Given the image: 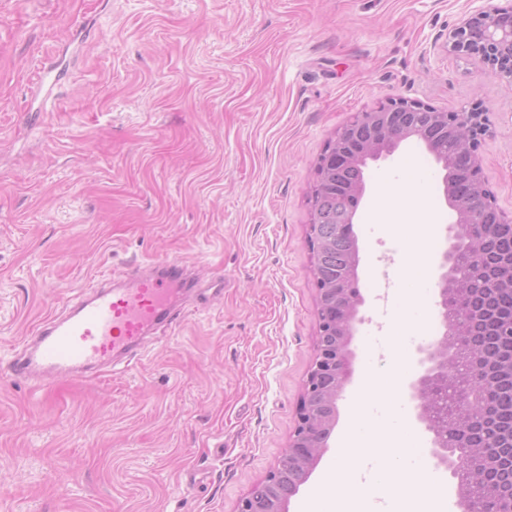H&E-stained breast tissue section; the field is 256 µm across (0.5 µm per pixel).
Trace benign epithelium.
<instances>
[{
	"label": "benign epithelium",
	"instance_id": "benign-epithelium-1",
	"mask_svg": "<svg viewBox=\"0 0 512 512\" xmlns=\"http://www.w3.org/2000/svg\"><path fill=\"white\" fill-rule=\"evenodd\" d=\"M451 49L477 61L484 70L512 83V6L483 10L465 19L450 36ZM421 110L420 102L395 100L360 112L336 131L331 144L339 145L336 162L364 167L391 155L402 141L393 129L391 111ZM448 124L465 154L464 174L475 180L480 197L450 199L457 233L440 263V306L446 325L435 349H422L423 366L411 382L419 401L421 419L435 436L433 455L457 479L462 512H512V419L503 418L502 405L489 395L495 389L512 400V317L494 315L491 298L483 304L460 306L462 288L457 257L470 253L477 275L490 279L492 292L512 293V250L491 257L483 242L509 232L512 215L500 211L481 176L478 156L486 129L484 113L435 112ZM420 140L448 173L455 161L439 153L434 142L414 128ZM358 247L341 278L315 281L318 298L316 352L298 405V424L281 460L299 469L288 488L277 486L279 469L243 497L237 512H287L296 495L327 448L337 419V398L354 374L351 348L356 325L363 321L361 294H352L349 282L358 278Z\"/></svg>",
	"mask_w": 512,
	"mask_h": 512
}]
</instances>
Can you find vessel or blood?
Here are the masks:
<instances>
[{
	"mask_svg": "<svg viewBox=\"0 0 512 512\" xmlns=\"http://www.w3.org/2000/svg\"><path fill=\"white\" fill-rule=\"evenodd\" d=\"M124 287L90 283L87 294L64 313L36 326L11 363V374L40 380L74 379L86 370L117 365L154 329L173 322L174 305L193 283L183 264L161 260L153 274L126 273Z\"/></svg>",
	"mask_w": 512,
	"mask_h": 512,
	"instance_id": "obj_1",
	"label": "vessel or blood"
}]
</instances>
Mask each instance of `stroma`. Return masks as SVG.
Segmentation results:
<instances>
[{"instance_id":"35a3bbf8","label":"stroma","mask_w":512,"mask_h":512,"mask_svg":"<svg viewBox=\"0 0 512 512\" xmlns=\"http://www.w3.org/2000/svg\"><path fill=\"white\" fill-rule=\"evenodd\" d=\"M512 0H0V512H236L282 458L315 354L307 237L315 167L355 114L394 100L486 114L478 155L512 212V84L446 47ZM56 68V83L40 84ZM444 172L414 138L369 162L356 215L364 298L347 413L367 371L445 327ZM431 205L426 261L371 215ZM389 198V197H388ZM169 258L199 287L127 371L47 388L6 376L15 348L88 283ZM432 283L399 309L396 274ZM399 415L430 448L407 381Z\"/></svg>"}]
</instances>
